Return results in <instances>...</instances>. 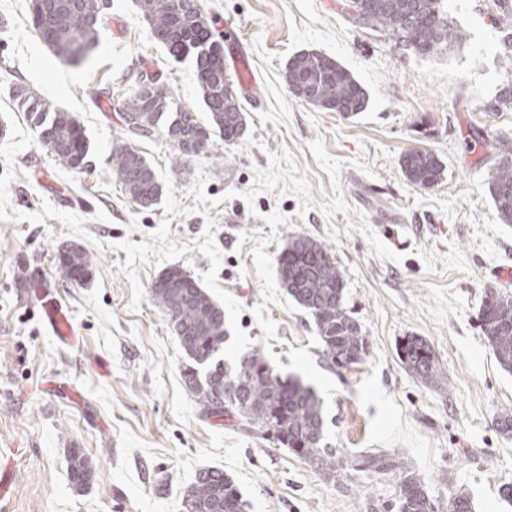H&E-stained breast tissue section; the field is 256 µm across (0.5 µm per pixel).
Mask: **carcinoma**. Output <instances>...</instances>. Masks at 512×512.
Returning <instances> with one entry per match:
<instances>
[{
	"instance_id": "1",
	"label": "carcinoma",
	"mask_w": 512,
	"mask_h": 512,
	"mask_svg": "<svg viewBox=\"0 0 512 512\" xmlns=\"http://www.w3.org/2000/svg\"><path fill=\"white\" fill-rule=\"evenodd\" d=\"M153 38L175 60L192 57L195 76L209 114V125L188 110L171 111L167 88L156 79L133 88L115 101L127 109L125 137L113 149L112 173L132 203L150 208L162 195L159 176L137 142L162 134L174 152V172L196 158L190 149L209 150L212 135L233 144L241 138L245 115L235 83L224 69V47L214 39L208 21L184 0H137ZM441 0H361V12L351 17L364 29L380 32L419 56L442 54L462 42L460 30L448 21ZM32 27L51 53L72 65L87 60L97 47L102 0H32ZM285 79L298 100L325 110L356 116L366 110L368 94L353 74L334 58L301 52L288 60ZM14 98L34 123L37 140L53 142L57 156L73 170L86 165L89 151L84 130L69 112L17 86ZM500 158L488 174L489 192L498 219L512 224V147L501 140ZM406 179L426 189L439 183L443 165L423 149L406 152L400 162ZM60 268L70 280L86 279L94 260L72 246L59 252ZM279 281L285 293L314 319L322 343V358L338 369L359 363L368 352L361 327L344 306L343 274L325 245L305 236L288 240L279 257ZM153 302L166 309L171 327L186 355L185 384L201 412L210 417H234L239 425L264 440H272L330 478L343 469L336 449L325 442L322 403L313 388L298 377L284 376L254 350L230 364L219 358L224 349V309L186 272L170 268L151 289ZM480 327L500 368L512 372V298L493 289L486 292L479 312ZM400 361L423 382L433 381L438 363L429 343L407 336L397 346ZM355 466L372 473L397 472L398 512H434V503L419 475L394 458L366 454ZM92 467L79 449L73 450L70 481L84 487ZM185 512H243L241 494L231 476L219 468H203L184 491Z\"/></svg>"
}]
</instances>
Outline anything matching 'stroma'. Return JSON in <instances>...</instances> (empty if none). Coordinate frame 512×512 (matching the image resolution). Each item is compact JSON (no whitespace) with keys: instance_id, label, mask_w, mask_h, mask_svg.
<instances>
[{"instance_id":"obj_1","label":"stroma","mask_w":512,"mask_h":512,"mask_svg":"<svg viewBox=\"0 0 512 512\" xmlns=\"http://www.w3.org/2000/svg\"><path fill=\"white\" fill-rule=\"evenodd\" d=\"M216 29L233 23L247 44L253 95L237 143L213 136L210 156L173 171L161 136L140 141L162 184L159 203L133 204L112 174L122 121L108 104L141 73L157 74L172 105L208 114L191 59L153 40L136 0H106L98 46L80 65L54 56L31 25L30 0H0V464L15 473L0 512H183L205 467L224 469L245 512H396L395 473L354 458L384 453L425 483L436 512L468 492L475 512H512V374L494 359L479 310L499 268L512 267V226L487 188L498 138L512 140L501 60L512 23L494 0H445L465 35L454 51L420 57L347 19V0H195ZM336 59L369 94L347 117L295 99L293 55ZM70 112L90 149L83 169L41 147L14 99L16 86ZM414 148L436 153L441 183L422 189L399 165ZM331 248L344 304L368 340L358 364L321 356L313 318L281 288L289 236ZM95 260L91 280L67 279L62 246ZM179 267L224 309L223 357L261 350L323 403L325 436L346 465L328 478L237 420L201 413L155 277ZM51 283L78 331L60 345L29 279ZM424 337L439 365L423 383L396 346ZM93 464L88 486L69 479L71 449Z\"/></svg>"}]
</instances>
